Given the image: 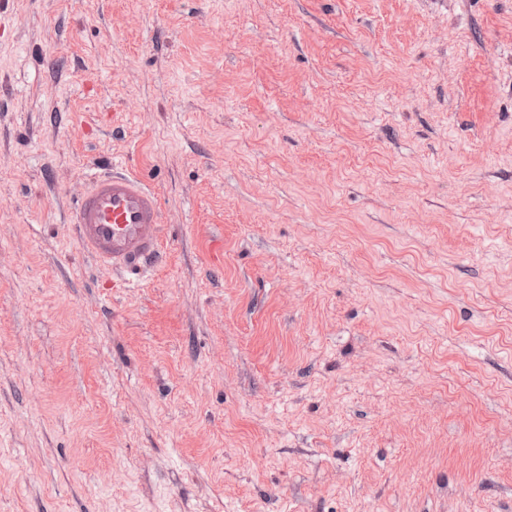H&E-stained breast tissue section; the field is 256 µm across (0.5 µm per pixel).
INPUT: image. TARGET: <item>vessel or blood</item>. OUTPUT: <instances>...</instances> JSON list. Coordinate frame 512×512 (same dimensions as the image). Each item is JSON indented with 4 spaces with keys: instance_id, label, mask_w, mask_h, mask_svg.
I'll return each mask as SVG.
<instances>
[{
    "instance_id": "1",
    "label": "vessel or blood",
    "mask_w": 512,
    "mask_h": 512,
    "mask_svg": "<svg viewBox=\"0 0 512 512\" xmlns=\"http://www.w3.org/2000/svg\"><path fill=\"white\" fill-rule=\"evenodd\" d=\"M158 191L122 163L97 165L70 209V225L84 254L127 283L145 278L162 257Z\"/></svg>"
}]
</instances>
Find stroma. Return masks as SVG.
<instances>
[{"label": "stroma", "mask_w": 512, "mask_h": 512, "mask_svg": "<svg viewBox=\"0 0 512 512\" xmlns=\"http://www.w3.org/2000/svg\"><path fill=\"white\" fill-rule=\"evenodd\" d=\"M0 512H512V0H13ZM95 168L69 224L86 256L138 282L162 257L160 195L120 162Z\"/></svg>", "instance_id": "1"}]
</instances>
